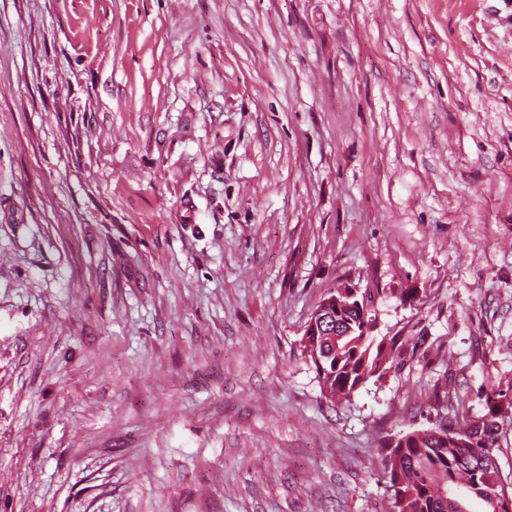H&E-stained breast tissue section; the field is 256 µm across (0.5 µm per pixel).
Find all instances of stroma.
Instances as JSON below:
<instances>
[{
	"instance_id": "obj_1",
	"label": "stroma",
	"mask_w": 512,
	"mask_h": 512,
	"mask_svg": "<svg viewBox=\"0 0 512 512\" xmlns=\"http://www.w3.org/2000/svg\"><path fill=\"white\" fill-rule=\"evenodd\" d=\"M350 284L382 378L301 346ZM512 387V0H0V512H397ZM338 295L335 299H323L320 306L310 316V319L305 327L304 343L309 345L310 341L308 336H325L321 339L323 345L318 340V347L322 348L324 356L329 355L327 344L331 346L332 352L336 350V331L325 332L324 327L329 322L331 326V319L336 317V310L341 308L353 309L357 305L361 307V301H364L365 310V323L368 326L367 336L362 334L363 322L359 321V316L353 318L351 328L352 332L347 336H342L338 342V350L330 359H325L324 373L317 368L313 361H317L321 365V358L317 349L312 354H307L313 363L319 385L322 393L327 398V393L330 399L347 400L348 397L362 386L367 379L375 376L379 372V377L383 375L384 363H386V349L384 344L377 342L376 336H373V329L375 327L374 320L369 315L371 313V294L367 298L361 294L360 300L358 299V290L351 285H341L337 287ZM335 309V312H334ZM335 336V337H334ZM329 337L327 340L326 338ZM307 345H304L306 351ZM321 356V355H320ZM381 371V372H380Z\"/></svg>"
}]
</instances>
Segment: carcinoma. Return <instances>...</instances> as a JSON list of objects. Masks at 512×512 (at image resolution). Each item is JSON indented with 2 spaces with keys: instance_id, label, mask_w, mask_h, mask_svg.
Masks as SVG:
<instances>
[{
  "instance_id": "carcinoma-1",
  "label": "carcinoma",
  "mask_w": 512,
  "mask_h": 512,
  "mask_svg": "<svg viewBox=\"0 0 512 512\" xmlns=\"http://www.w3.org/2000/svg\"><path fill=\"white\" fill-rule=\"evenodd\" d=\"M364 301L365 321L355 317L350 334L338 342V350L317 373L322 393L346 400L367 379L383 370L386 349L373 336L371 298ZM505 391L492 384L485 391L486 412L476 421L462 420L448 427L438 426L405 433L386 445L383 474L394 489L398 512H466L473 501L484 512H493L490 498L504 493L505 483L497 464L484 456L486 448H499L505 415L495 397Z\"/></svg>"
}]
</instances>
